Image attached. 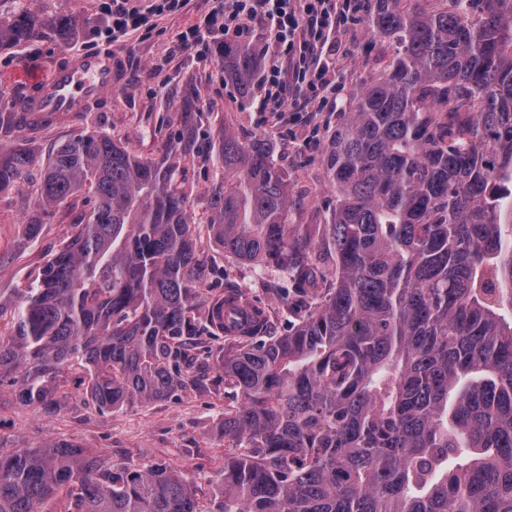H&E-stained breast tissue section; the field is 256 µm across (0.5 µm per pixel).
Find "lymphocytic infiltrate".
<instances>
[{
	"mask_svg": "<svg viewBox=\"0 0 512 512\" xmlns=\"http://www.w3.org/2000/svg\"><path fill=\"white\" fill-rule=\"evenodd\" d=\"M366 0H219L207 14L174 36L175 49L223 44L245 38L253 23H262L276 48L295 59V85L305 88L309 102L323 106L340 88L329 78L336 61L325 48L336 28L358 20ZM186 0H101L107 31L125 36L151 28L158 18L183 11Z\"/></svg>",
	"mask_w": 512,
	"mask_h": 512,
	"instance_id": "obj_1",
	"label": "lymphocytic infiltrate"
}]
</instances>
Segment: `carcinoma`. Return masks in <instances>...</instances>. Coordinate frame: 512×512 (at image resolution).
<instances>
[{"label":"carcinoma","mask_w":512,"mask_h":512,"mask_svg":"<svg viewBox=\"0 0 512 512\" xmlns=\"http://www.w3.org/2000/svg\"><path fill=\"white\" fill-rule=\"evenodd\" d=\"M369 0L374 35L396 53L351 103L326 157L336 208L321 238L288 235V176L262 139L226 129L211 156L213 239L284 271L288 311L268 340L244 319L227 334L224 297L202 298L191 193L174 173L200 153L186 116L156 158L78 133L47 158L43 214L73 213L39 280L0 295V382L59 410L63 373L85 370L101 409L161 401L224 339L218 369L241 393L216 433L224 463L211 496L157 462L110 463L58 442L0 454V512H512V0ZM65 17L27 11L25 45ZM260 67L224 47L246 96ZM469 110L453 130L441 110ZM30 157L0 154V192Z\"/></svg>","instance_id":"carcinoma-1"}]
</instances>
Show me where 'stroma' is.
<instances>
[{
  "label": "stroma",
  "mask_w": 512,
  "mask_h": 512,
  "mask_svg": "<svg viewBox=\"0 0 512 512\" xmlns=\"http://www.w3.org/2000/svg\"><path fill=\"white\" fill-rule=\"evenodd\" d=\"M214 0H189L181 14L158 20L150 30L107 41V20L99 0H0V23L13 20L22 8L45 17L67 16L69 31L45 30L30 44L0 43V113L14 111L32 90L23 74L48 76L65 57L109 48L122 57L125 69L111 97L90 112L62 117L37 131L1 129L0 151L22 150L32 158L30 170L40 175L48 153L84 130H97L120 140L134 155L156 156L173 137L181 118L180 107L194 108L202 148H209L223 129L243 139H262L272 148L273 161L288 176L291 205L288 230L305 232L329 223L336 202L326 176L324 159L337 128L347 121L354 95L389 64L392 43L375 38L366 19L342 26L331 37L338 45L335 80L341 100L316 107L294 100L283 112L263 111L265 89L254 83L248 97H240L224 80L218 51L200 55L197 49L172 52V37L208 12ZM211 161L199 156L182 164L174 175L192 190L194 210H202L205 195L218 179ZM37 210L36 195L25 186L0 192V294L26 287L70 233L69 216L55 215L37 239H26L22 226ZM199 253L217 276L206 283L209 294L243 290L264 306L268 333L288 332V305L279 293L288 277L284 272L244 263L216 245L208 227H194ZM84 370L68 372L70 398L60 411L50 413L19 403L10 384L0 385V452L43 448L68 440L99 451L112 462L164 461L188 477L214 474L224 446L215 431L226 411L239 405V391L219 379L213 365L196 362L187 385L167 399L134 404L119 410H101L85 396L80 381Z\"/></svg>",
  "instance_id": "obj_1"
}]
</instances>
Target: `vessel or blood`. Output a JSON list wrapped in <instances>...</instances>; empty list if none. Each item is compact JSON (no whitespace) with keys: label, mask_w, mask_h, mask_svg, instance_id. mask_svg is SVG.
Here are the masks:
<instances>
[{"label":"vessel or blood","mask_w":512,"mask_h":512,"mask_svg":"<svg viewBox=\"0 0 512 512\" xmlns=\"http://www.w3.org/2000/svg\"><path fill=\"white\" fill-rule=\"evenodd\" d=\"M122 70V59L108 49L56 65L51 77L22 102V125L37 130L55 123L62 115L88 111L111 96Z\"/></svg>","instance_id":"1"}]
</instances>
